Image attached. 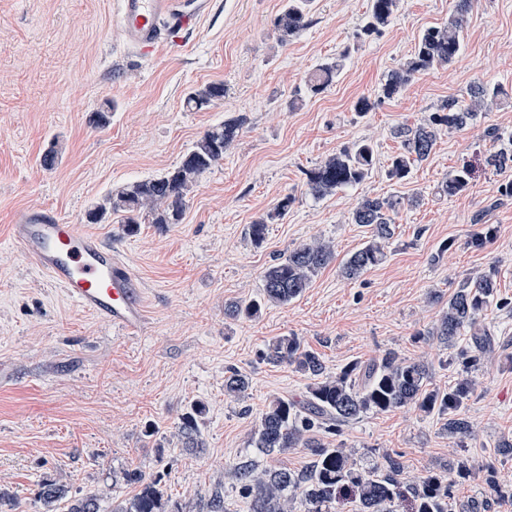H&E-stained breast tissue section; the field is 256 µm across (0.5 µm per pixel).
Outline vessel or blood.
I'll list each match as a JSON object with an SVG mask.
<instances>
[{
	"label": "vessel or blood",
	"instance_id": "obj_1",
	"mask_svg": "<svg viewBox=\"0 0 512 512\" xmlns=\"http://www.w3.org/2000/svg\"><path fill=\"white\" fill-rule=\"evenodd\" d=\"M126 45L141 54L183 43L201 16L200 0H116ZM22 256L61 288L65 297L126 335L145 323L144 292L134 271L93 233L47 215L11 225Z\"/></svg>",
	"mask_w": 512,
	"mask_h": 512
}]
</instances>
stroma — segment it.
Returning a JSON list of instances; mask_svg holds the SVG:
<instances>
[{"label":"stroma","instance_id":"stroma-1","mask_svg":"<svg viewBox=\"0 0 512 512\" xmlns=\"http://www.w3.org/2000/svg\"><path fill=\"white\" fill-rule=\"evenodd\" d=\"M284 0H210L186 45L141 55L124 42L114 0H0V488L15 512H42L38 484L103 493L102 508L131 493L125 471L159 480L184 512L222 492L224 512H249L229 468L251 448L275 397H303L293 367L262 362L277 336L298 337L327 373L395 351L425 357L430 383L453 385L455 350L429 337L440 306L465 279L491 275L496 293L479 320L491 335L462 414L471 431L449 436L443 419L411 408L367 413L340 434L357 455L392 451L405 478L469 458L473 473L453 483V512H512V497L483 480L494 468L512 486V170L485 167L486 154L512 147V102L490 105L476 122L444 130L430 157L401 181L386 174L400 143L394 127L423 121L444 100L468 99L475 82L512 93V0H473L460 56L414 79L395 99L381 82L415 49L422 29L447 22L457 0H400L383 34L356 39L368 0H315L310 25L280 41L273 19ZM351 54L323 93L304 81L343 48ZM223 82L221 101L186 109L187 93ZM369 97L375 106L357 115ZM107 122L96 125L94 113ZM243 114L247 123L224 162L186 198L181 223L123 231L86 213L116 187L177 165L210 126ZM371 140L378 164L364 182L314 198L306 170L339 149ZM57 165L39 158L50 145ZM473 168L457 195L439 186ZM287 214L254 243L247 227L284 196ZM366 196L400 199L384 262L355 280L340 267L367 240L349 216ZM47 213L88 226L143 284L147 324L137 336L112 330L66 299L11 244L12 224ZM314 238L335 257L310 288L254 319L232 320L225 304L262 293L265 270ZM247 373L239 398L224 394L228 368ZM201 401V451L184 450L181 415Z\"/></svg>","mask_w":512,"mask_h":512}]
</instances>
